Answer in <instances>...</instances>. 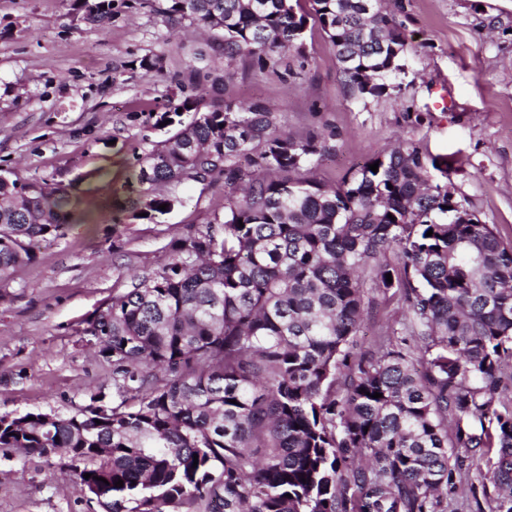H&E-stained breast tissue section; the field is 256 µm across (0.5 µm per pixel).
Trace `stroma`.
Returning a JSON list of instances; mask_svg holds the SVG:
<instances>
[{
    "mask_svg": "<svg viewBox=\"0 0 512 512\" xmlns=\"http://www.w3.org/2000/svg\"><path fill=\"white\" fill-rule=\"evenodd\" d=\"M408 70L400 93L350 98L335 50L319 25L305 30L307 64L282 78L235 63L232 82L199 109L260 100L278 127L332 134L316 175L341 183L400 141L447 158L456 199L512 243V0H402ZM162 59L148 74L137 62ZM223 65L212 41L170 26L137 0H114L106 27L86 23L73 0H0V171L65 186L84 221L44 242L33 262L0 284V416L73 413L91 393L112 395V365L85 329L96 309L134 276L170 259L173 239L224 216V180L155 188L178 202L140 213L141 159L169 137L159 118L191 96L186 65ZM0 512H101L77 491L67 459L0 448Z\"/></svg>",
    "mask_w": 512,
    "mask_h": 512,
    "instance_id": "stroma-1",
    "label": "stroma"
}]
</instances>
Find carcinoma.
<instances>
[{
  "label": "carcinoma",
  "instance_id": "1",
  "mask_svg": "<svg viewBox=\"0 0 512 512\" xmlns=\"http://www.w3.org/2000/svg\"><path fill=\"white\" fill-rule=\"evenodd\" d=\"M311 3L308 16L292 0H140L213 31L225 75L187 64L201 95L237 59L262 73L281 49L304 54L309 17L349 97L401 90L407 40L383 0ZM77 7L94 24L112 15V0ZM329 151L260 102L178 122L139 181L224 177L222 224L173 242L89 320L116 397L48 426L40 412L0 420V448L66 457L109 512H448L464 448L484 461L490 512H512V245L466 205L448 223V184L420 143L334 188L312 176ZM68 205L58 184L0 174V283L69 223ZM371 292L401 320L352 366Z\"/></svg>",
  "mask_w": 512,
  "mask_h": 512
}]
</instances>
